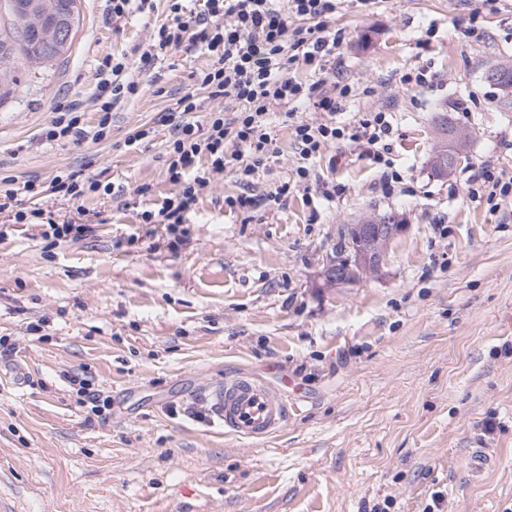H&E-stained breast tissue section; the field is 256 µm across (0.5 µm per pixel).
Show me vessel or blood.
<instances>
[{"instance_id":"obj_1","label":"vessel or blood","mask_w":512,"mask_h":512,"mask_svg":"<svg viewBox=\"0 0 512 512\" xmlns=\"http://www.w3.org/2000/svg\"><path fill=\"white\" fill-rule=\"evenodd\" d=\"M211 414L225 433L255 442L288 424V398L281 389L249 374L225 378L209 394Z\"/></svg>"}]
</instances>
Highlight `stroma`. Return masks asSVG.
Here are the masks:
<instances>
[{"mask_svg":"<svg viewBox=\"0 0 512 512\" xmlns=\"http://www.w3.org/2000/svg\"><path fill=\"white\" fill-rule=\"evenodd\" d=\"M155 5L115 22L105 0H77L70 49L17 61L0 79V179L46 186L69 170L114 188L46 196L57 220L94 225L52 247L40 225L0 213L15 226L0 241V337L13 345L0 352V497L14 512H512V201L493 211L466 191L480 168L512 175V95L485 79L512 66V0H343L335 54L291 74L350 86L337 125L386 111L388 166L329 145L316 168L343 194L300 190L257 211L227 205L242 186L225 171L175 246L141 214L173 190L169 115L209 59L177 49L143 70L134 47L170 19L166 0ZM107 55L126 57L140 84L107 140L43 142L57 106L80 101L96 124ZM423 67L432 83L403 82ZM440 112L467 142L438 177ZM141 126L151 139L127 147ZM273 135L258 194L299 159L284 118ZM387 168L397 179L383 181ZM386 211L407 228L384 275L323 287L344 225ZM70 372L111 395L107 419L79 401ZM236 374L287 382L298 409L283 432L257 444L212 421L209 390ZM478 441L494 466L474 481L466 464Z\"/></svg>","mask_w":512,"mask_h":512,"instance_id":"1","label":"stroma"}]
</instances>
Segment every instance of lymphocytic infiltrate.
<instances>
[{
    "mask_svg": "<svg viewBox=\"0 0 512 512\" xmlns=\"http://www.w3.org/2000/svg\"><path fill=\"white\" fill-rule=\"evenodd\" d=\"M202 0L200 11L188 9L185 0H170V22L154 28L148 45L139 55L143 66L170 51L201 49L212 60L209 67L196 74L200 93H189L178 101L170 120L174 136L168 145L166 178L174 186L172 196L163 200L158 211H147L143 221L165 225L171 235L184 231L189 212L199 192L211 175L234 171L241 182L250 178L273 153L272 117L275 111L291 103L306 100L328 113V121L313 125L291 119V137L301 163L287 182L274 194L264 198L241 194L229 199L230 207L257 209L279 201L294 189H315L325 199L340 194L336 183L319 178L312 163L330 144L352 143L362 148L375 163H382L388 151L392 126L385 112H368L347 129L332 122L336 98L348 95L350 86L338 93L324 89L321 83L306 84L290 76V69L303 63L319 67L340 41L330 31L328 21L335 16L341 0ZM125 60L104 58L97 70L93 101L99 112L95 125L84 122L78 103L57 108L56 115L41 133L47 142L90 141L105 139L112 124V112L125 99L138 95L140 86L128 78ZM232 99L237 108L232 115L215 109L220 99ZM112 187L100 180L68 171L56 175L49 186L34 181L0 180V213L14 214L13 224L33 217L43 220V239L57 242L78 240L92 233L89 224L56 223L41 206L44 193L79 200L88 193L111 192ZM28 200L30 210H20L21 200ZM13 224L0 225V239H6Z\"/></svg>",
    "mask_w": 512,
    "mask_h": 512,
    "instance_id": "obj_1",
    "label": "lymphocytic infiltrate"
}]
</instances>
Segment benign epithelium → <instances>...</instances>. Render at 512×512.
Returning <instances> with one entry per match:
<instances>
[{
	"instance_id": "7a95c632",
	"label": "benign epithelium",
	"mask_w": 512,
	"mask_h": 512,
	"mask_svg": "<svg viewBox=\"0 0 512 512\" xmlns=\"http://www.w3.org/2000/svg\"><path fill=\"white\" fill-rule=\"evenodd\" d=\"M48 5L35 0H22L20 13L34 26L37 37L45 41H59L62 34L46 25ZM358 235L345 254V261L330 259L325 265L321 279L328 288L349 284L350 278L360 280L366 276H380L386 266L388 247L400 235L406 225L390 212L376 214L356 226Z\"/></svg>"
}]
</instances>
